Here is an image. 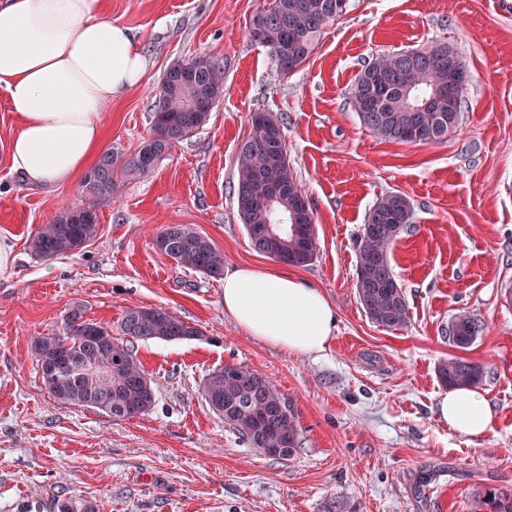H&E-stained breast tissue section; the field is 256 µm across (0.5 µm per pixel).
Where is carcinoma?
Here are the masks:
<instances>
[{"label": "carcinoma", "instance_id": "cac0c4a2", "mask_svg": "<svg viewBox=\"0 0 512 512\" xmlns=\"http://www.w3.org/2000/svg\"><path fill=\"white\" fill-rule=\"evenodd\" d=\"M329 5L330 0H273L272 7L279 8L276 15L258 11L249 31L267 51L280 48L296 69L311 56L324 27L336 20ZM402 70L409 72L408 80L417 85L410 89L384 86L378 80L380 75ZM437 87L448 88V60H437L428 73L418 75L405 57L391 53L379 55L365 65L348 95L363 124L378 137L403 142L405 129L414 119L436 143L461 127L459 99L443 103L441 111H414ZM223 92L224 68L217 61L205 60L195 68L173 64L162 80L150 137L133 156L122 161L110 153L104 154L84 176L86 194L99 204L112 202L116 175L131 178L146 174L148 169L141 155L150 154L159 160L169 148L201 129L209 113L192 111L193 103L202 95L217 100ZM372 103L377 107L369 120L362 109ZM271 122L270 128L251 124L249 135L237 149L236 205L239 220L247 231L253 224L277 223V216L286 214L289 206L305 196L288 160L282 124L274 118ZM267 175L281 184L280 202L271 209L260 203L266 192ZM413 217L411 201L400 192H388L369 209L358 237L357 269L364 270V279L356 280L357 295L367 316L387 329L401 328L409 318L406 294L391 265L390 249ZM98 230L95 206H73L36 228L30 236L29 248L38 256L56 257L82 249ZM154 244L159 252L182 266L211 277L223 274V254L210 239L187 224L165 226L157 233ZM252 247L258 253L263 248L279 253L291 266H305L316 254L314 218L307 213L301 215L293 238L270 240L263 247L254 243ZM86 324L81 309L76 308L67 315L62 331L33 341V355L45 389L63 405L87 407L106 400L108 404L97 410L114 421L137 416V409L144 413L150 410L155 392L141 364L103 325L99 339L86 338ZM480 331L481 325L473 317L458 314L451 322L449 339L456 347L465 349ZM122 333L136 340L164 336L168 341L199 335L197 329L162 308L128 310ZM51 359H68L70 364L47 372L44 363ZM438 375L448 387H470L481 381L483 368L452 357L439 365ZM202 394L212 411L257 451L281 448L283 458L292 456L300 447L294 408L271 380L238 366L226 375H209L203 382ZM481 507L482 512H512V494L489 490Z\"/></svg>", "mask_w": 512, "mask_h": 512}]
</instances>
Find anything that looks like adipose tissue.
Returning <instances> with one entry per match:
<instances>
[{
	"mask_svg": "<svg viewBox=\"0 0 512 512\" xmlns=\"http://www.w3.org/2000/svg\"><path fill=\"white\" fill-rule=\"evenodd\" d=\"M147 61L97 0H0V89L20 125L10 165L29 185L70 181L102 146L103 108L139 83ZM224 310L249 336L291 354L321 353L336 312L288 273L240 265L224 274ZM439 413L462 435H484L494 411L479 392L453 388Z\"/></svg>",
	"mask_w": 512,
	"mask_h": 512,
	"instance_id": "ef3b65f1",
	"label": "adipose tissue"
}]
</instances>
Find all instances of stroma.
I'll use <instances>...</instances> for the list:
<instances>
[{
  "instance_id": "obj_1",
  "label": "stroma",
  "mask_w": 512,
  "mask_h": 512,
  "mask_svg": "<svg viewBox=\"0 0 512 512\" xmlns=\"http://www.w3.org/2000/svg\"><path fill=\"white\" fill-rule=\"evenodd\" d=\"M130 28L144 79L103 111V152L133 155L150 136L165 71L207 56L224 64L208 122L158 166L121 182L81 251L35 256L28 239L62 209L88 204L81 178L34 189L12 170L19 120L0 89V512H478L488 490L512 493V0H349L310 59L281 77L248 23L264 0H99ZM453 43L469 72L462 127L438 143L375 136L348 90L380 54ZM283 125L288 159L311 203L317 255L296 275L325 294L336 333L299 356L248 336L224 311V281L154 245L188 224L225 267L283 266L255 252L237 215V147L251 116ZM405 194L414 218L391 264L409 304L404 327L373 323L357 296V240L373 203ZM111 327L131 308H163L198 329L179 341H132L156 393L145 414L112 420L44 390L35 337L67 314ZM467 313L483 330L448 339ZM483 366L495 419L481 437L442 420L439 365ZM227 365L273 381L292 403L301 446L266 456L208 407L204 379ZM481 331V325L469 314H458L454 317L449 328V339L461 349L468 348L476 340Z\"/></svg>"
}]
</instances>
